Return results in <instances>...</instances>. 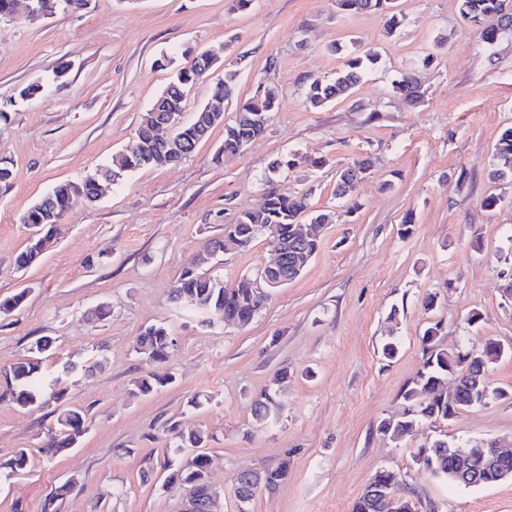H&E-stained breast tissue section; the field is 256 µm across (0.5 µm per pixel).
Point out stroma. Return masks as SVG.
I'll return each mask as SVG.
<instances>
[{
    "label": "stroma",
    "instance_id": "obj_1",
    "mask_svg": "<svg viewBox=\"0 0 512 512\" xmlns=\"http://www.w3.org/2000/svg\"><path fill=\"white\" fill-rule=\"evenodd\" d=\"M405 20L386 37L374 12L342 13L336 0H88L40 25L0 21V373L41 336L54 340L42 371L102 359L92 375H64L62 404L83 411L79 442L41 449L58 404H0V459L27 448V472L0 474V512H179L165 485L172 424L199 428L210 441L209 478L217 512H350L381 469L400 472L407 491L435 512H512V479L458 487L417 465L435 434L477 448L512 440V355L487 373L505 398L464 408L454 418L395 442L378 423L397 415V397L422 368L421 336L439 325L440 348L495 340L512 346V181L487 171L502 131L512 126V28L485 43L461 17L458 0H399ZM358 38L377 64L346 99L313 108L304 76L331 79L345 56L333 44ZM217 53L213 70L189 91L186 115L237 71L226 103L232 120L256 88L272 90L266 133L239 155L221 154L223 127L170 168H143L110 186L96 203L75 198L54 244L22 269L17 256L34 233L23 212L55 184L82 179L132 149L139 117L189 56ZM413 70L423 98L408 105L392 87ZM31 83L40 92L21 101ZM299 155L273 185L305 193L331 214L304 273L272 291L245 327L178 309L172 288L183 270L202 269L235 287L272 258L265 237L247 251L200 258L225 224L255 207L269 184L268 163ZM373 161L356 189L357 213L336 200L340 163ZM498 197L495 208L483 205ZM436 294L435 309L422 300ZM108 318L94 315L100 305ZM477 322H470L472 313ZM153 325L176 339L165 369L173 383L148 396L130 391L142 373L139 339ZM398 338L391 360L382 345ZM273 420L256 424L261 395ZM200 406H193V399ZM288 476L240 507L234 478L244 469ZM72 491L55 497L56 487Z\"/></svg>",
    "mask_w": 512,
    "mask_h": 512
}]
</instances>
